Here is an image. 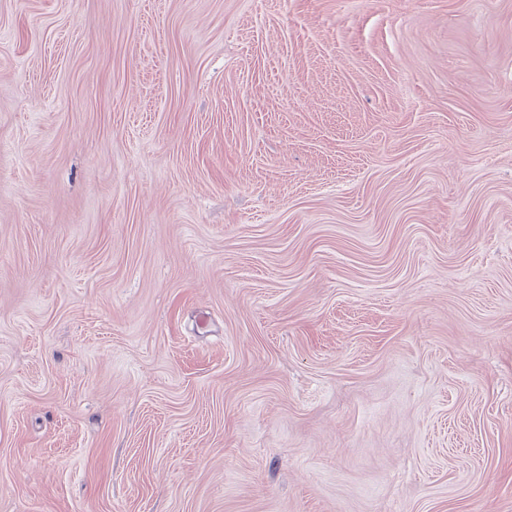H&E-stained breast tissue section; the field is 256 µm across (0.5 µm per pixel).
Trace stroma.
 <instances>
[{"label":"stroma","mask_w":512,"mask_h":512,"mask_svg":"<svg viewBox=\"0 0 512 512\" xmlns=\"http://www.w3.org/2000/svg\"><path fill=\"white\" fill-rule=\"evenodd\" d=\"M0 512H512V0H0Z\"/></svg>","instance_id":"35a3bbf8"}]
</instances>
